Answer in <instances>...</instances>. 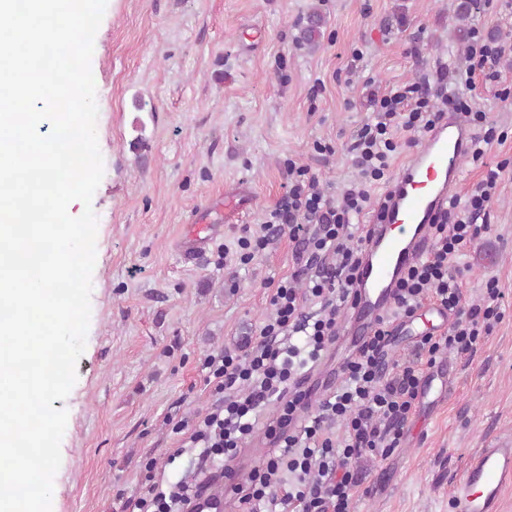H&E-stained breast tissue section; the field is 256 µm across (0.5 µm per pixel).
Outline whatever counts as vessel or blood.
Returning <instances> with one entry per match:
<instances>
[{"label": "vessel or blood", "instance_id": "1", "mask_svg": "<svg viewBox=\"0 0 512 512\" xmlns=\"http://www.w3.org/2000/svg\"><path fill=\"white\" fill-rule=\"evenodd\" d=\"M476 133L466 114L445 112L426 132L423 145L400 169L381 197L383 217L373 220L361 253V266L349 303L342 336L360 347L378 321L395 305L399 280L431 247L428 228L448 207L459 183L458 162L468 154ZM423 322L426 333H444L452 316L437 306L423 309L418 320L407 319L400 331ZM247 463L230 466L228 476L205 478L189 505V512H224L227 499ZM512 488V441H500L471 452L454 481L452 512H500L505 489Z\"/></svg>", "mask_w": 512, "mask_h": 512}]
</instances>
